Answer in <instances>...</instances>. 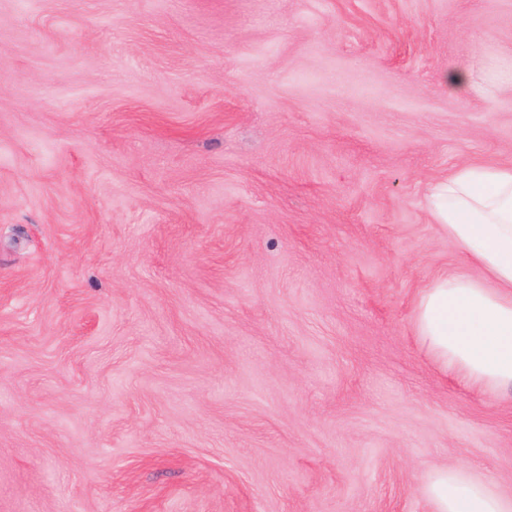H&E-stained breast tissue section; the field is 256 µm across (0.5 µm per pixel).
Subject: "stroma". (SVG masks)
<instances>
[{
	"label": "stroma",
	"mask_w": 512,
	"mask_h": 512,
	"mask_svg": "<svg viewBox=\"0 0 512 512\" xmlns=\"http://www.w3.org/2000/svg\"><path fill=\"white\" fill-rule=\"evenodd\" d=\"M473 163L512 167V0H0V512L512 497V396L413 332ZM425 494L433 512H511L512 498L501 495L493 479L475 478L462 467H431Z\"/></svg>",
	"instance_id": "obj_1"
}]
</instances>
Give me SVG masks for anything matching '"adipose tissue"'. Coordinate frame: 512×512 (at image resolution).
I'll list each match as a JSON object with an SVG mask.
<instances>
[{"label": "adipose tissue", "instance_id": "ef3b65f1", "mask_svg": "<svg viewBox=\"0 0 512 512\" xmlns=\"http://www.w3.org/2000/svg\"><path fill=\"white\" fill-rule=\"evenodd\" d=\"M433 222L463 249L469 267L421 288L414 333L446 376L482 394L512 393V168L466 165L428 190ZM434 512H512L493 479L461 467L425 476Z\"/></svg>", "mask_w": 512, "mask_h": 512}]
</instances>
